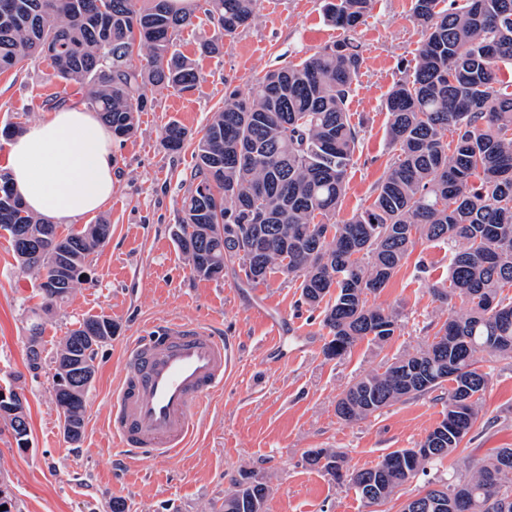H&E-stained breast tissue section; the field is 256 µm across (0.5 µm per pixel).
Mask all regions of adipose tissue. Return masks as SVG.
<instances>
[{
    "mask_svg": "<svg viewBox=\"0 0 512 512\" xmlns=\"http://www.w3.org/2000/svg\"><path fill=\"white\" fill-rule=\"evenodd\" d=\"M116 166L108 129L85 106L51 112L12 138L7 156L15 192L53 224L100 212L112 197Z\"/></svg>",
    "mask_w": 512,
    "mask_h": 512,
    "instance_id": "obj_1",
    "label": "adipose tissue"
}]
</instances>
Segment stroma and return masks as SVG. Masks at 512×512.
Here are the masks:
<instances>
[{
	"label": "stroma",
	"instance_id": "stroma-1",
	"mask_svg": "<svg viewBox=\"0 0 512 512\" xmlns=\"http://www.w3.org/2000/svg\"><path fill=\"white\" fill-rule=\"evenodd\" d=\"M411 14L412 0H372L366 21L353 35L362 66L347 110L360 139L336 222L371 204L393 156L386 99L415 63L420 31ZM214 33V25L203 18L178 32L176 47L194 61L200 82L185 94L147 88L151 106L139 113L136 131L113 143L118 170L112 198L86 218L90 224L107 221L112 236L92 257L90 282L74 288L43 318L41 348L47 361L85 317L105 315L118 326L95 360L80 443L64 435L52 368L34 373L27 367L24 302L35 294L38 279L19 271L10 237L0 231V386L13 385L24 395L30 424V447L22 452L0 422V482L9 486L19 512H107L115 498L131 503L133 512H211L231 476L242 470L258 473L269 485L267 512H401L424 486L448 477L447 465L435 466L390 500L371 506L354 488L308 465L305 456L314 448H333L344 454L349 469L369 468L391 451L418 447L441 421L445 405L433 394L350 422L337 417L336 399L383 361L414 352L430 323L447 317V306L436 301L432 289L447 283L457 244H416L374 299L397 317L395 336L382 345L361 341L335 360L323 354L328 333L320 312L302 301L295 283L278 273L249 283L230 268L221 279H200L177 248L172 229L188 193L194 148L213 113L223 108L227 87L257 94L267 71L300 63L342 37L324 15V0H260L255 19L230 46L202 54L201 43ZM62 91L45 59L0 72V128L11 123L23 130L46 118L48 99ZM173 122L188 134L177 151L163 140ZM261 303L284 323H301L313 334L298 358L282 365L266 361L272 338L252 315ZM173 319L204 321L222 330L236 341L239 364L187 452L156 463L122 460L108 431L122 349L149 323ZM481 368L490 380L479 419L462 443L473 462L491 449L512 448V359L485 360Z\"/></svg>",
	"mask_w": 512,
	"mask_h": 512
}]
</instances>
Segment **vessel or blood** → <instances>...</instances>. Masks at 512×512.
I'll return each mask as SVG.
<instances>
[{
	"instance_id": "obj_1",
	"label": "vessel or blood",
	"mask_w": 512,
	"mask_h": 512,
	"mask_svg": "<svg viewBox=\"0 0 512 512\" xmlns=\"http://www.w3.org/2000/svg\"><path fill=\"white\" fill-rule=\"evenodd\" d=\"M276 342L267 358L284 363L297 356L285 349L280 319L253 309ZM238 360L235 342L201 323H153L131 337L112 395L109 431L114 448L135 462H158L186 451L201 425V410L224 391V379Z\"/></svg>"
}]
</instances>
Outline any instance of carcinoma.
Wrapping results in <instances>:
<instances>
[{
	"instance_id": "1",
	"label": "carcinoma",
	"mask_w": 512,
	"mask_h": 512,
	"mask_svg": "<svg viewBox=\"0 0 512 512\" xmlns=\"http://www.w3.org/2000/svg\"><path fill=\"white\" fill-rule=\"evenodd\" d=\"M0 0V71L46 58L73 94L85 100L115 138L136 129L148 105L147 84L189 93L200 81L194 63L175 49L176 33L194 25L197 13L216 24L204 44L213 53L231 44L254 19L259 0ZM372 0H326L328 21L346 37L299 64L266 73L250 97L225 94L199 138L192 185L173 236L191 271L203 279L224 277L236 265L249 283L281 273L298 283L301 299L322 308L328 330L324 355L342 359L362 340L383 344L399 324L370 303L418 241L460 242L448 285L433 288L443 303L459 298V313L429 325L413 353L385 362L351 384L336 401L344 421L364 419L403 398L438 393L442 420L420 443L421 458L401 448L373 467L349 470L343 454L315 448L306 462L379 505L427 469L459 453L479 418L489 373L476 355L512 359V84L499 63L512 61V0H413L421 40L413 72L387 98L388 138L395 155L374 188V199L343 224L332 218L346 192V177L359 143L346 103L362 58L348 34L368 16ZM454 134L448 139V134ZM186 130H164L168 149L182 148ZM0 230L12 241L20 269L39 279L41 302L29 309L28 369L43 316L88 281L48 287L63 261L86 269L89 256L112 235L105 221L57 234L53 224L28 213L11 190L0 189ZM117 326L106 316L77 323L53 358V377L76 382L95 368L97 350ZM89 385L57 399L64 434L77 443L84 433ZM0 410L26 416L24 396L0 386ZM469 474L452 468L441 488H426L401 512L432 502L429 512H512V448H499ZM270 488L243 471L224 491L215 512H267Z\"/></svg>"
}]
</instances>
